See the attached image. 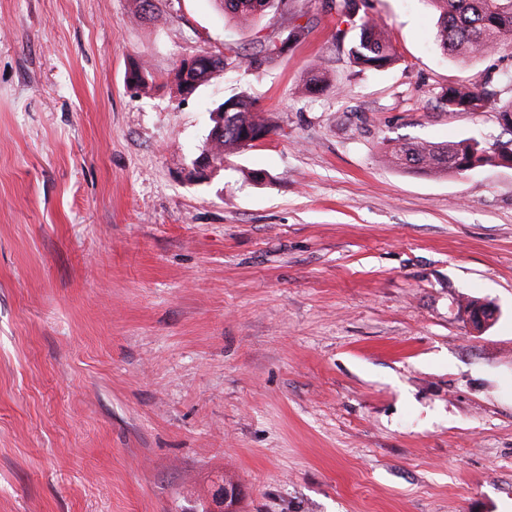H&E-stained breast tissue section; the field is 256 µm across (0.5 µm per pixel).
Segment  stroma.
Wrapping results in <instances>:
<instances>
[{
  "label": "stroma",
  "instance_id": "obj_1",
  "mask_svg": "<svg viewBox=\"0 0 512 512\" xmlns=\"http://www.w3.org/2000/svg\"><path fill=\"white\" fill-rule=\"evenodd\" d=\"M158 6L0 0V512H213L222 484L236 512H512V166L385 157L512 139L438 102L512 58L451 60L427 0H366L399 54L380 72L319 0L244 30ZM297 25L262 74L169 82ZM315 63L332 84L301 95ZM238 93L275 131L196 174ZM470 299L498 308L479 333ZM512 140L510 147L502 145L488 150L470 139L435 143L403 142L388 144L386 153L392 162L401 169L419 170L425 174L441 176L449 173H461L464 168L473 170L500 163L512 162Z\"/></svg>",
  "mask_w": 512,
  "mask_h": 512
}]
</instances>
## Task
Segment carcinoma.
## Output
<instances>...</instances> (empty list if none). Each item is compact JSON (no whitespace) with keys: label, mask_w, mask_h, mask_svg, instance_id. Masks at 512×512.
<instances>
[{"label":"carcinoma","mask_w":512,"mask_h":512,"mask_svg":"<svg viewBox=\"0 0 512 512\" xmlns=\"http://www.w3.org/2000/svg\"><path fill=\"white\" fill-rule=\"evenodd\" d=\"M438 12L436 39L450 59L469 64L491 52L512 55V0H428ZM137 15L145 21H155L160 13L156 0H137ZM219 11L240 27L251 28L271 10L279 7L280 0H215ZM330 10L348 19L359 11V0H324ZM358 32L348 47L349 63L356 67L380 70L397 61V55L386 29L375 20L363 16ZM286 49L272 42L259 43L251 52L235 51L210 54L209 63L185 68L179 65L172 83L182 95L192 84L203 85L217 81L231 69L260 72L263 67L280 58ZM129 80L140 90L153 86L151 72L142 65L135 66ZM501 81L498 76L486 75L482 83L462 87L450 86L440 93L442 106L450 112H483L488 108L498 113L503 125L512 129V96L504 98L493 86ZM330 84L328 72L319 64L307 72L303 91L315 95ZM212 122L224 121V134L206 138L201 152L209 155V166L217 170L224 159L253 146V142L269 135L274 125L260 115L245 94L234 95L212 110ZM387 154L401 169L419 170L425 174L441 176L459 173L464 168L474 170L500 163L512 162V147L506 145L488 150L469 139L435 142H395L387 146Z\"/></svg>","instance_id":"carcinoma-1"}]
</instances>
